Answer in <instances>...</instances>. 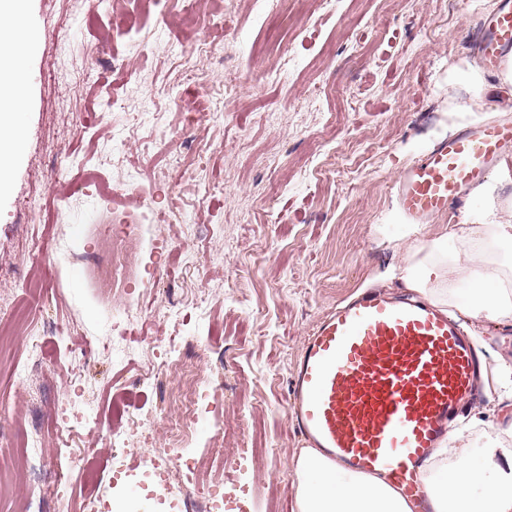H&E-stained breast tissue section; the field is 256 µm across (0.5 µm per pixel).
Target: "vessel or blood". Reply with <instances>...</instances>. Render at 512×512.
Returning a JSON list of instances; mask_svg holds the SVG:
<instances>
[{
	"label": "vessel or blood",
	"instance_id": "1",
	"mask_svg": "<svg viewBox=\"0 0 512 512\" xmlns=\"http://www.w3.org/2000/svg\"><path fill=\"white\" fill-rule=\"evenodd\" d=\"M488 71L512 52V0L481 21ZM512 156V122L471 126L408 167L398 195L410 223L473 206L471 187ZM479 365L459 325L419 298L363 293L317 326L290 389L298 432L338 463L340 477L380 474L417 496L420 468L477 394Z\"/></svg>",
	"mask_w": 512,
	"mask_h": 512
}]
</instances>
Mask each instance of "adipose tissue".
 Returning a JSON list of instances; mask_svg holds the SVG:
<instances>
[{"instance_id": "1", "label": "adipose tissue", "mask_w": 512, "mask_h": 512, "mask_svg": "<svg viewBox=\"0 0 512 512\" xmlns=\"http://www.w3.org/2000/svg\"><path fill=\"white\" fill-rule=\"evenodd\" d=\"M22 0H0V192L7 190L21 149L18 114L23 73L10 46L9 25ZM482 206L468 223L438 224L429 231L397 214L401 260L389 277L432 305L469 318L512 322V195L494 186L473 189ZM466 427L451 434V448H438L426 462V492L432 512H512V458L496 448L473 452ZM461 466L448 465L449 456ZM295 512H416L417 505L385 477L366 475L337 483L336 465L315 448H301L295 460Z\"/></svg>"}]
</instances>
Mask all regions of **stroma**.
I'll return each instance as SVG.
<instances>
[{
	"instance_id": "35a3bbf8",
	"label": "stroma",
	"mask_w": 512,
	"mask_h": 512,
	"mask_svg": "<svg viewBox=\"0 0 512 512\" xmlns=\"http://www.w3.org/2000/svg\"><path fill=\"white\" fill-rule=\"evenodd\" d=\"M204 0L203 27L170 19L183 0L142 15L136 0H27L14 44L25 57L24 145L0 196V268L30 272L31 293L0 281V314L27 305L52 324L31 357L14 338V365L35 364L32 381L0 370V414L9 445L0 467L15 477L21 512L34 477L15 450L33 429L52 467L71 478L67 512L105 495V512H178L150 473L148 450L112 469L110 437L122 408L177 414L184 381L153 367L151 349L181 336L224 355L223 441L201 439L207 482L224 512H294V461L305 445L287 406L307 336L340 301L383 278L400 259V225L388 212L404 170L454 135L466 103L512 113V86L481 97L448 80L480 65L475 36L494 0ZM68 21L54 42V17ZM211 45L203 74L185 54ZM88 79L69 111L56 109L72 74ZM210 119L186 137L187 113ZM151 194L144 207L180 198L175 222L146 255L149 275L108 292L92 273L111 265L100 224L126 210L128 179ZM38 192L28 217L24 201ZM125 315L137 343L122 361L101 351L112 319ZM65 329L66 342L56 331ZM88 349L71 363L65 345ZM81 385L94 428L60 447L56 405ZM136 498H129L128 487Z\"/></svg>"
}]
</instances>
